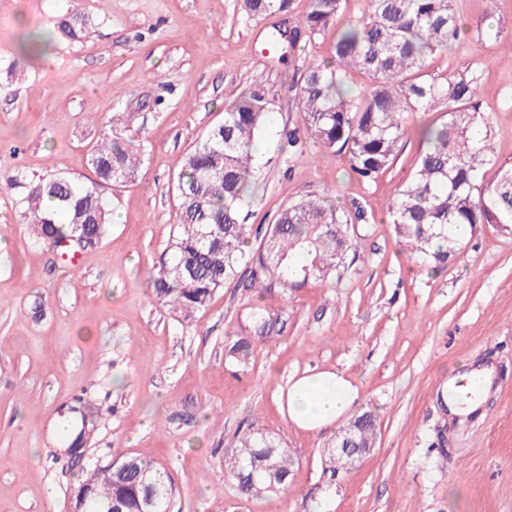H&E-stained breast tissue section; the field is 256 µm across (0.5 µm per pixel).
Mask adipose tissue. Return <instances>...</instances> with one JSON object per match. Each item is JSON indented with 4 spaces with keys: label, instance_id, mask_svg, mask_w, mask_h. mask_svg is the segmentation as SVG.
Instances as JSON below:
<instances>
[{
    "label": "adipose tissue",
    "instance_id": "obj_1",
    "mask_svg": "<svg viewBox=\"0 0 512 512\" xmlns=\"http://www.w3.org/2000/svg\"><path fill=\"white\" fill-rule=\"evenodd\" d=\"M357 397V388L339 373L304 375L288 390V416L301 429L320 431L339 420Z\"/></svg>",
    "mask_w": 512,
    "mask_h": 512
}]
</instances>
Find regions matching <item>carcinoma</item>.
<instances>
[{"label": "carcinoma", "mask_w": 512, "mask_h": 512, "mask_svg": "<svg viewBox=\"0 0 512 512\" xmlns=\"http://www.w3.org/2000/svg\"><path fill=\"white\" fill-rule=\"evenodd\" d=\"M296 0H242L247 18L282 14L286 29L270 37L279 50L288 36V51L304 40L336 28L330 61H311L295 97L302 125L289 130L279 150L302 159L306 145L343 152L351 171L371 183L393 166L415 112H443L442 119L422 131L426 143L416 170L395 189L388 205L399 242L431 272L444 269L459 254L461 239L452 229L487 224L512 231V166L497 165L494 133L476 110V82L463 76L433 75L430 61L463 33L452 0H369L367 16L339 26L345 0H306L296 15ZM80 15L61 19L63 37H85ZM53 34L21 43V56L48 55ZM352 73L369 79L368 89L353 96L346 79ZM272 119V103L260 91L241 90L225 105L224 118L212 126L185 158L172 193L177 224L168 246L170 259L149 275L152 297L185 322L206 309L216 291L238 274L252 228L241 213L255 176L256 137ZM143 145L121 135L106 136L90 154L96 179L81 182L66 174L40 178L18 195L20 216L36 228L45 244L61 247L71 237L96 244L112 221V209L99 187L135 180ZM493 176H488L489 171ZM367 221L329 197L300 200L282 208L274 224L252 252L249 287L269 292L276 287L301 288L335 270L352 246L351 221ZM279 313L261 309L240 326V334L224 341V363L245 369L254 348L280 335ZM354 431L362 448L376 445V417L364 412L347 420L330 447ZM224 471L241 494L261 497L288 488L294 457L283 440L252 425L238 433L224 455ZM99 499L112 498L118 512H166L175 487L158 465L126 456L105 481L96 468L82 482Z\"/></svg>", "instance_id": "carcinoma-1"}]
</instances>
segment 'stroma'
Instances as JSON below:
<instances>
[{
    "label": "stroma",
    "instance_id": "stroma-1",
    "mask_svg": "<svg viewBox=\"0 0 512 512\" xmlns=\"http://www.w3.org/2000/svg\"><path fill=\"white\" fill-rule=\"evenodd\" d=\"M464 39L429 71L475 79L479 112L512 165V0H454ZM79 14L88 37L57 39L49 61H21L28 33ZM278 16L245 18L239 0H0V169L28 184L53 173L92 177L89 150L105 134L138 136L137 178L102 193L118 219L74 257L39 243L21 223L17 189L0 190V512H70L87 473L125 455L157 461L176 487L173 512H512V234L480 225L436 273L396 240L387 208L424 150L417 112L394 165L361 182L344 155L309 145L295 162L277 150L300 126L294 85L309 59L330 56L332 35L278 58ZM259 88L274 119L255 144L260 168L246 222L266 229L301 199L361 205L358 245L336 271L269 294L237 282L183 323L146 288L176 222L171 184L187 156L241 89ZM256 307L282 312L281 335L248 368H224V341ZM493 366L475 415L449 420L450 370ZM342 373L358 389L353 414L378 417L373 451L323 476L334 429L288 419L287 393L303 374ZM96 416L79 455L58 427L75 401ZM282 436L295 458L288 490L242 495L224 454L247 426Z\"/></svg>",
    "mask_w": 512,
    "mask_h": 512
}]
</instances>
